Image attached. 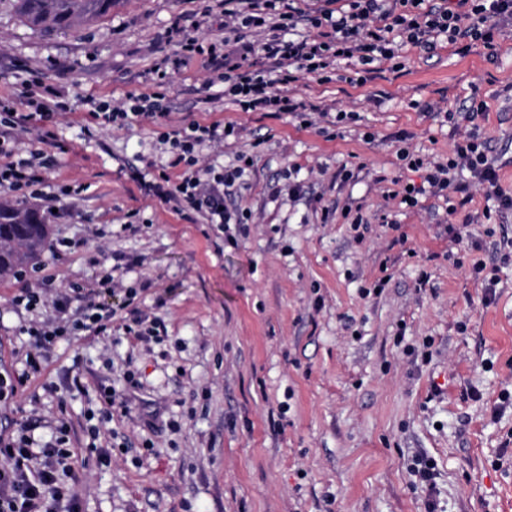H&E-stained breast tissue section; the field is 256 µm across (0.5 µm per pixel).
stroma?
Instances as JSON below:
<instances>
[{
    "mask_svg": "<svg viewBox=\"0 0 512 512\" xmlns=\"http://www.w3.org/2000/svg\"><path fill=\"white\" fill-rule=\"evenodd\" d=\"M204 14V36L231 50L263 40L225 33L224 0H114L95 24L52 35L0 0V99L13 100L21 62L60 90L42 173L54 190L85 187L70 216L51 219L36 273L0 283V364L19 369L31 348L20 332L31 315L11 304L24 282L55 274L75 316L84 289L107 273L117 282L101 294L115 313L108 330L58 339L44 374L0 406V428L28 423L44 444L58 422L72 427L89 460L83 512H512V211L485 227L487 200L466 172L467 203L390 196L394 180L422 181L400 147L438 160L474 125L512 193V23L492 49L404 47L401 69L383 63L363 82L303 76L298 99L355 113L338 125L242 111L211 66L182 67L168 128L237 129L199 151V167L244 169L227 203L248 221L226 230L146 194L144 175L168 160L158 125L84 132L86 97L128 108L174 52L167 31ZM213 91L221 100L205 103ZM476 96V123L448 122ZM292 181L302 196H289ZM350 205L365 223H346ZM129 288L139 295L128 308ZM137 314L159 324L160 341L127 333ZM110 387L127 406L106 404ZM418 457L435 465L432 494L411 471Z\"/></svg>",
    "mask_w": 512,
    "mask_h": 512,
    "instance_id": "35a3bbf8",
    "label": "stroma"
}]
</instances>
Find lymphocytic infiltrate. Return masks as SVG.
I'll return each mask as SVG.
<instances>
[{
  "mask_svg": "<svg viewBox=\"0 0 512 512\" xmlns=\"http://www.w3.org/2000/svg\"><path fill=\"white\" fill-rule=\"evenodd\" d=\"M232 2V8L224 12L225 28L262 29L265 39L260 52L276 64V71L234 61L225 53L224 41L195 36L175 27L167 37L176 42L178 50L175 56L164 57L155 70L158 91L134 97L127 111L112 109L105 103L93 104L89 117L101 127L124 123L131 115L154 121L168 118L169 105L163 88L169 82L170 70L200 58L224 68V77L231 80V90L242 111L263 112L273 108L302 118L315 111L316 106L290 94V85L301 76L314 74L325 82L345 61L374 66L393 58L392 46L397 41L427 51L434 49L439 38L451 44L479 40L491 48L501 22L512 20V0H347L346 5L321 9L314 16L300 8L297 0ZM304 24L322 28L321 37L290 38V31ZM16 87L18 98L27 109L16 112L11 104L0 101V191L18 202L30 198L42 201L49 211L57 207L60 198L45 191L39 166L33 159L23 157L17 136L33 130L41 143L55 141L49 123L58 107L57 94L41 73L32 68L18 74ZM233 132V127L217 123H192L160 134V143L168 147V168L182 171L174 188L160 195L172 211L182 216L200 215L208 224L242 223V212L225 206V197L241 177V169L196 168V155L201 147L221 143ZM401 158L407 169H425L427 189L437 197L448 190L468 191V184L460 182L458 175L469 172L494 202L493 207L483 211L486 221L512 211V193H505L500 187L488 142L478 129L472 128L455 141L447 161L427 165L407 152ZM13 302L29 312L47 304L53 306L57 313L55 322L34 320L26 329L39 344L72 330L100 335L113 317L112 311L92 305L83 319L71 320L68 297L49 296L46 288L38 285L23 289ZM47 364L45 354L30 353L21 371L1 372L0 403H10L28 380L42 376ZM58 432L55 444L41 448L34 446L27 426H18L7 435L0 433V512H82L74 489L79 481L73 467L76 438L68 426H60Z\"/></svg>",
  "mask_w": 512,
  "mask_h": 512,
  "instance_id": "1",
  "label": "lymphocytic infiltrate"
}]
</instances>
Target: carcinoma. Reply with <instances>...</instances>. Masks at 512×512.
<instances>
[{"label":"carcinoma","mask_w":512,"mask_h":512,"mask_svg":"<svg viewBox=\"0 0 512 512\" xmlns=\"http://www.w3.org/2000/svg\"><path fill=\"white\" fill-rule=\"evenodd\" d=\"M22 17L45 32L67 31L107 15L112 0H16ZM50 225L36 211L0 203V281L31 268L46 247Z\"/></svg>","instance_id":"1"}]
</instances>
